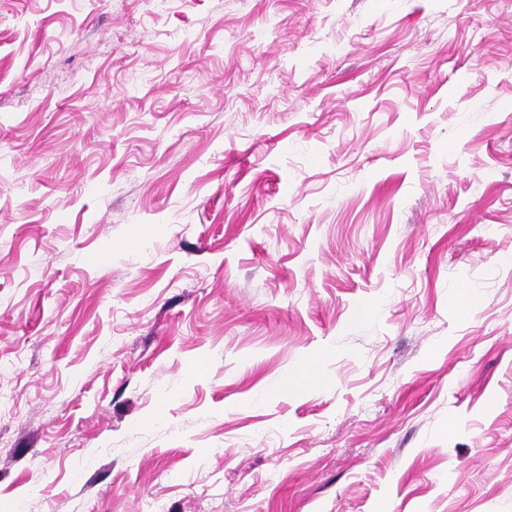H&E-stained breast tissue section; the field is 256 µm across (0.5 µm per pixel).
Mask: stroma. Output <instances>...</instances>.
<instances>
[{
  "mask_svg": "<svg viewBox=\"0 0 512 512\" xmlns=\"http://www.w3.org/2000/svg\"><path fill=\"white\" fill-rule=\"evenodd\" d=\"M0 392V512H512V0H0Z\"/></svg>",
  "mask_w": 512,
  "mask_h": 512,
  "instance_id": "stroma-1",
  "label": "stroma"
}]
</instances>
